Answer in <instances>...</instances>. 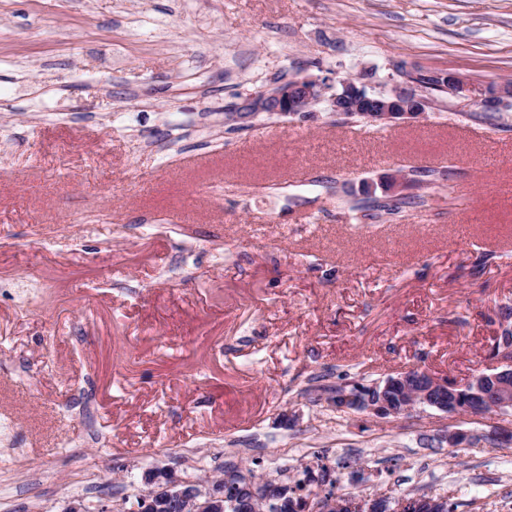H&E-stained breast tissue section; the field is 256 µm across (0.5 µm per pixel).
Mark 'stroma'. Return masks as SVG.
I'll return each instance as SVG.
<instances>
[{
  "mask_svg": "<svg viewBox=\"0 0 512 512\" xmlns=\"http://www.w3.org/2000/svg\"><path fill=\"white\" fill-rule=\"evenodd\" d=\"M467 78L393 126L225 118L295 75ZM512 0H0V512H138L237 469L512 512V411L330 386L497 366L512 317ZM421 181L370 218L363 181ZM446 429L469 443L441 442Z\"/></svg>",
  "mask_w": 512,
  "mask_h": 512,
  "instance_id": "obj_1",
  "label": "stroma"
}]
</instances>
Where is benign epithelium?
Listing matches in <instances>:
<instances>
[{
    "mask_svg": "<svg viewBox=\"0 0 512 512\" xmlns=\"http://www.w3.org/2000/svg\"><path fill=\"white\" fill-rule=\"evenodd\" d=\"M442 90L453 97L466 91L462 78L452 72L434 71L425 75L422 82L411 81L406 88L395 89L389 94H373L358 78H343L336 82V90L325 97L327 85L308 76L296 75L274 87L250 94L234 105L230 112L232 121L241 127L256 116L266 113L291 119H306L315 116L316 107L327 100L336 117L349 119L353 116L371 124L411 123L424 117L431 107L432 99L426 91ZM512 100V81L504 80L495 85L494 100L480 99V104L495 112ZM419 184L403 174H392L380 183L383 199L392 204L407 198L406 190ZM505 368L494 370L492 384L487 385L474 378L459 385L446 378H438L427 372L411 369L385 379L383 386L375 385L363 399L352 400L343 392L333 401L339 410L368 411L376 416H397L416 406H429L455 416L477 417L487 413V408L505 410L512 407V356L499 353ZM354 404H349V401ZM175 499L184 512H204L207 508L223 506L224 485H217L208 493H201L193 484L170 483L161 490H150L141 496V501L151 509L166 507V502ZM388 501L378 498L371 501L352 499L339 504L320 498L308 503L309 512H328L331 508H346L350 512H383Z\"/></svg>",
    "mask_w": 512,
    "mask_h": 512,
    "instance_id": "benign-epithelium-1",
    "label": "benign epithelium"
}]
</instances>
